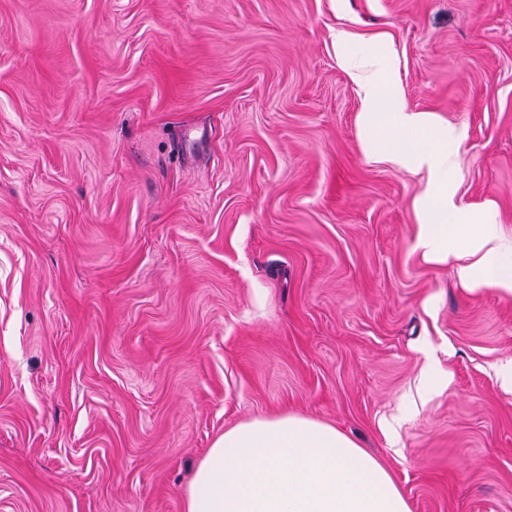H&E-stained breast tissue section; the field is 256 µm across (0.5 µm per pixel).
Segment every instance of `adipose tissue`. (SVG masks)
Wrapping results in <instances>:
<instances>
[{"label":"adipose tissue","mask_w":512,"mask_h":512,"mask_svg":"<svg viewBox=\"0 0 512 512\" xmlns=\"http://www.w3.org/2000/svg\"><path fill=\"white\" fill-rule=\"evenodd\" d=\"M336 57L359 101L358 135L369 160L422 176L413 247L449 266L471 288L512 294V238L493 206L457 202L467 130L412 107L395 74L399 50L386 36L333 35ZM184 512H409L389 471L331 426L297 417H257L219 436L199 462Z\"/></svg>","instance_id":"obj_1"}]
</instances>
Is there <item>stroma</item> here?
Wrapping results in <instances>:
<instances>
[{"instance_id": "1", "label": "stroma", "mask_w": 512, "mask_h": 512, "mask_svg": "<svg viewBox=\"0 0 512 512\" xmlns=\"http://www.w3.org/2000/svg\"><path fill=\"white\" fill-rule=\"evenodd\" d=\"M341 27L466 127L458 201L512 236V0H0V512H183L278 416L409 512H512V296L414 251Z\"/></svg>"}]
</instances>
